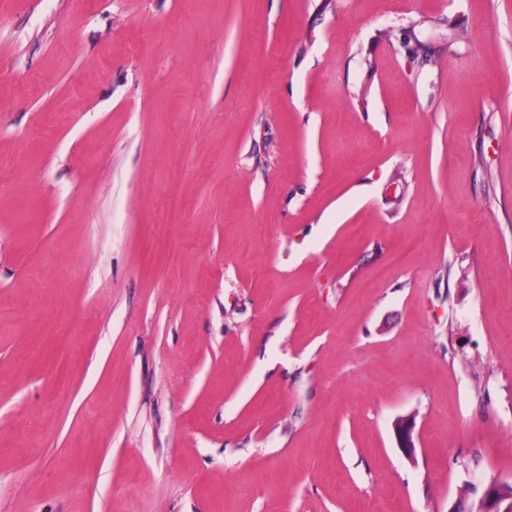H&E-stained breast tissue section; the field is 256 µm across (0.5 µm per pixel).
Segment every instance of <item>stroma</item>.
Here are the masks:
<instances>
[{
    "mask_svg": "<svg viewBox=\"0 0 512 512\" xmlns=\"http://www.w3.org/2000/svg\"><path fill=\"white\" fill-rule=\"evenodd\" d=\"M494 479L512 0H0V512ZM413 431L414 425L410 419H399L394 425L398 448L409 456L414 454L416 448Z\"/></svg>",
    "mask_w": 512,
    "mask_h": 512,
    "instance_id": "35a3bbf8",
    "label": "stroma"
}]
</instances>
